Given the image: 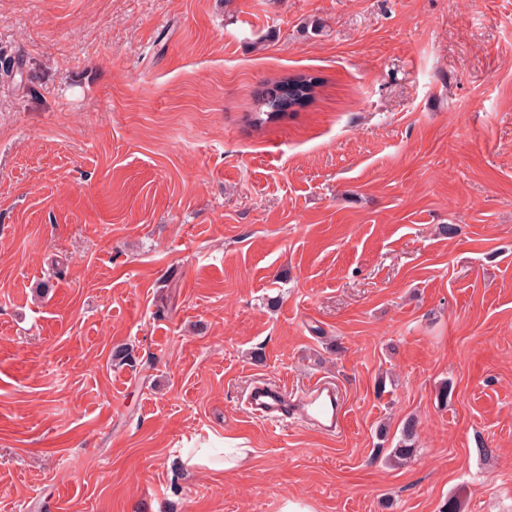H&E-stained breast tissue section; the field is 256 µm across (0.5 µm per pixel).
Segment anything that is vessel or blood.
Listing matches in <instances>:
<instances>
[{
  "instance_id": "vessel-or-blood-1",
  "label": "vessel or blood",
  "mask_w": 512,
  "mask_h": 512,
  "mask_svg": "<svg viewBox=\"0 0 512 512\" xmlns=\"http://www.w3.org/2000/svg\"><path fill=\"white\" fill-rule=\"evenodd\" d=\"M246 406L253 417L262 421L282 424L299 419L327 437L341 432L346 416L339 387L321 378L311 381L299 394L276 381L255 382L247 392Z\"/></svg>"
}]
</instances>
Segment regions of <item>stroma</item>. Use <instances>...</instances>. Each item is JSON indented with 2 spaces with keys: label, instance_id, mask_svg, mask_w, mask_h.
<instances>
[{
  "label": "stroma",
  "instance_id": "1",
  "mask_svg": "<svg viewBox=\"0 0 512 512\" xmlns=\"http://www.w3.org/2000/svg\"><path fill=\"white\" fill-rule=\"evenodd\" d=\"M318 377L336 437L245 406ZM452 497L512 512V0H0V512ZM302 78L306 77H299L296 79L285 78L268 83V85L260 92L258 99L256 100L259 109L257 112V120L263 122L272 118V116L282 115L284 113L270 112L273 109H279L282 107L289 108L309 100L312 97L314 87L317 85V79L316 77L308 79V82L311 80L312 82L305 84L312 85V88L309 89V94H304L308 89L302 87L303 84L297 80ZM262 115H266L267 117L263 118ZM248 452L249 448H180L177 455L181 464L188 470L223 469L224 472L232 473L247 458ZM215 453L224 454V461H212L210 456Z\"/></svg>",
  "mask_w": 512,
  "mask_h": 512
}]
</instances>
